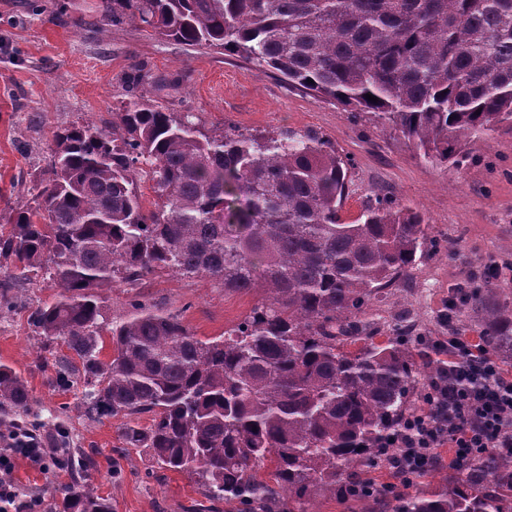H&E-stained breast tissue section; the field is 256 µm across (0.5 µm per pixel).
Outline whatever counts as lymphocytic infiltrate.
I'll return each instance as SVG.
<instances>
[{
  "label": "lymphocytic infiltrate",
  "mask_w": 512,
  "mask_h": 512,
  "mask_svg": "<svg viewBox=\"0 0 512 512\" xmlns=\"http://www.w3.org/2000/svg\"><path fill=\"white\" fill-rule=\"evenodd\" d=\"M431 349L448 359L430 380L427 399L393 435L396 454L384 457L403 487L433 466L436 449L444 446L452 449V464L460 470L490 448L512 454V372L484 344L453 326L447 340L432 342ZM14 454L42 466L41 438L22 429L1 438V471L9 470Z\"/></svg>",
  "instance_id": "1"
}]
</instances>
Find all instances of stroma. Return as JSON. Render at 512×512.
Returning <instances> with one entry per match:
<instances>
[{"instance_id": "35a3bbf8", "label": "stroma", "mask_w": 512, "mask_h": 512, "mask_svg": "<svg viewBox=\"0 0 512 512\" xmlns=\"http://www.w3.org/2000/svg\"><path fill=\"white\" fill-rule=\"evenodd\" d=\"M0 0V229L48 162L53 129L86 119L102 123L124 93L125 77L139 65L156 101L192 113L202 131L221 134L233 125L254 131L312 130L350 158V194L342 216L354 221L366 194L379 193L423 211L433 237L449 246L428 250L401 288L374 303L367 319L389 331L396 316L413 321L419 335L448 333V302L495 263L505 271L493 283L512 300V131L469 144L459 170L423 159L413 144L377 126L366 114L315 101L289 89L276 76L237 56L148 36L125 24L100 30V0ZM14 262L0 261V287L9 303L0 308V363L15 368L31 395L27 420L59 425L71 447L95 449L85 481L109 498L112 512H224L206 502L194 479L165 470L133 448H125L122 418L86 414V388L55 382L54 365L66 355L62 341L47 339L31 323L32 312L51 301L49 279L12 278ZM109 319L128 313L131 299L179 314L199 338L218 337L240 323L260 299L256 292H230L207 277H176L157 271L130 284L115 279L99 292ZM47 512L67 472L39 470L26 459L8 474Z\"/></svg>"}]
</instances>
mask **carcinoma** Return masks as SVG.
<instances>
[{
	"mask_svg": "<svg viewBox=\"0 0 512 512\" xmlns=\"http://www.w3.org/2000/svg\"><path fill=\"white\" fill-rule=\"evenodd\" d=\"M100 13L104 30L130 22L272 69L318 102L371 115L432 162L457 168L470 142L512 130V0H101ZM126 83L108 124L52 132L33 202L18 201L0 234L14 278L43 273L57 288L33 324L81 360L87 412L153 415L147 429L125 424L123 444L193 477L207 500L311 512L321 497L345 498L427 380L412 326L400 319L377 343L365 308L440 241L421 211L387 195L344 222L349 162L319 133L207 136L141 89V69ZM162 270L263 298L214 340L136 299L108 319L95 289ZM471 308L484 342L512 358V308L490 288ZM30 400L1 363L0 428ZM51 461L79 474L86 459L62 439ZM62 512L112 506L78 482ZM393 512H512V456L489 451L459 477L398 496Z\"/></svg>",
	"mask_w": 512,
	"mask_h": 512,
	"instance_id": "cac0c4a2",
	"label": "carcinoma"
}]
</instances>
